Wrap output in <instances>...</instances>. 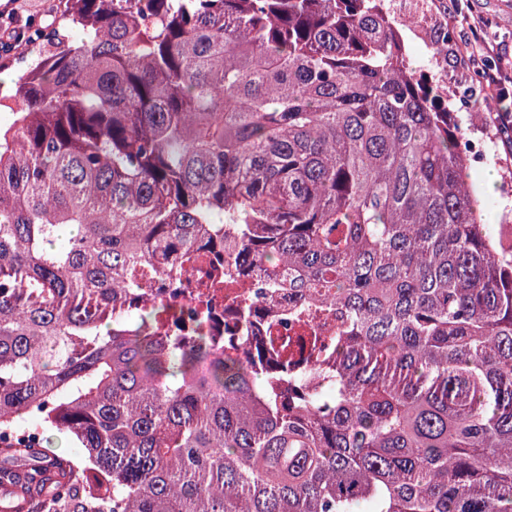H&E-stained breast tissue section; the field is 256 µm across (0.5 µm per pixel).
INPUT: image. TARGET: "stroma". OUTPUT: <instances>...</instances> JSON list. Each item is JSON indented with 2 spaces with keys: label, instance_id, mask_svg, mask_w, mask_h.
Here are the masks:
<instances>
[{
  "label": "stroma",
  "instance_id": "stroma-1",
  "mask_svg": "<svg viewBox=\"0 0 512 512\" xmlns=\"http://www.w3.org/2000/svg\"><path fill=\"white\" fill-rule=\"evenodd\" d=\"M385 5L417 19L414 28L402 32L412 64L430 55L432 36L443 29L452 32L453 40L439 66L441 84L448 91V109L457 113L466 139H480L487 146L485 163L470 166L468 180L477 185L488 174H495L489 193L493 206L486 221L512 225V126H500L495 120L497 113H512V96L497 98L480 80L483 59L470 29L471 24L480 23L485 41L512 58V0H385Z\"/></svg>",
  "mask_w": 512,
  "mask_h": 512
}]
</instances>
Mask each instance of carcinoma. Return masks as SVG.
Listing matches in <instances>:
<instances>
[{
	"instance_id": "cac0c4a2",
	"label": "carcinoma",
	"mask_w": 512,
	"mask_h": 512,
	"mask_svg": "<svg viewBox=\"0 0 512 512\" xmlns=\"http://www.w3.org/2000/svg\"><path fill=\"white\" fill-rule=\"evenodd\" d=\"M381 0H57L0 125V433L42 512H512V246ZM236 239L224 241V225ZM336 310L330 389L112 321L205 227Z\"/></svg>"
}]
</instances>
